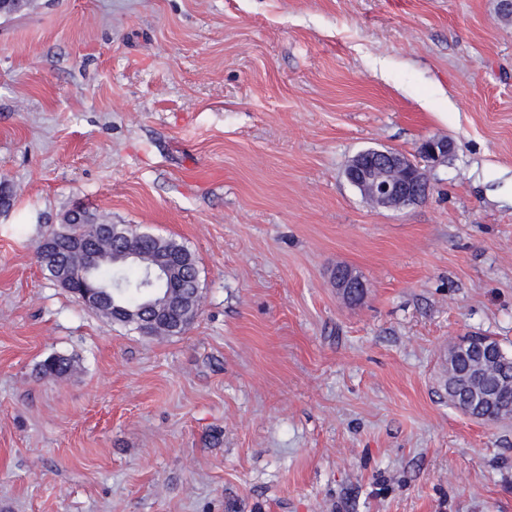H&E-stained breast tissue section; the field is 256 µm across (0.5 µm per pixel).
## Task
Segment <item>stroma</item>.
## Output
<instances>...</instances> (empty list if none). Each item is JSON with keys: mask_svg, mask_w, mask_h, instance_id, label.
Returning <instances> with one entry per match:
<instances>
[{"mask_svg": "<svg viewBox=\"0 0 512 512\" xmlns=\"http://www.w3.org/2000/svg\"><path fill=\"white\" fill-rule=\"evenodd\" d=\"M498 0H35L0 19V512H512V419L448 401L512 353V19ZM429 196L371 207L388 149ZM195 254L149 338L37 263L76 204ZM368 284L357 304L334 282ZM52 355L72 358L42 379ZM420 150L428 162L436 165L448 157L452 150V145L448 140L431 138L422 144ZM346 175L378 209H399L423 201L430 191L426 172L404 154L369 148L354 155ZM336 288L343 297L351 303L360 302L367 291L364 280L352 270L346 267L336 269Z\"/></svg>", "mask_w": 512, "mask_h": 512, "instance_id": "1", "label": "stroma"}]
</instances>
